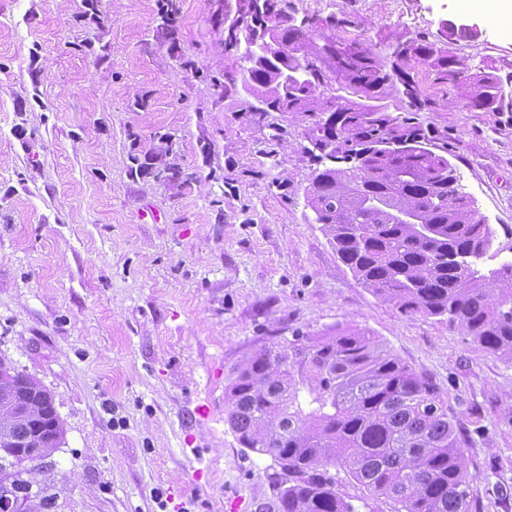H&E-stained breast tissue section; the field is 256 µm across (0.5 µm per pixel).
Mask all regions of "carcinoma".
Returning a JSON list of instances; mask_svg holds the SVG:
<instances>
[{
	"label": "carcinoma",
	"instance_id": "obj_1",
	"mask_svg": "<svg viewBox=\"0 0 512 512\" xmlns=\"http://www.w3.org/2000/svg\"><path fill=\"white\" fill-rule=\"evenodd\" d=\"M279 36L296 52L321 58L307 76L295 74L288 56V84L277 65L251 69L253 89L290 112H331L342 135L336 164L311 184L308 205L324 225L340 260L383 301L401 313L447 317L483 349L512 362V261L486 269L494 230L477 218L457 184L456 170L429 145L435 131L400 119L377 104L393 88L411 110L422 108L421 91L407 72L416 59L438 80L465 89L468 105L495 110L506 99L493 74L470 73L467 59L447 42L392 44L387 58L367 43L328 39L289 25ZM334 81L363 98H322ZM411 143L405 157L382 144ZM353 155L367 170L342 166ZM317 395L304 412L299 386ZM35 392L27 414L12 410L21 391ZM225 421L243 447L270 457L288 473L276 489L273 512H354L337 488L331 467H340L371 497L394 512H469L472 489L455 416L433 377L418 373L383 350L375 338L339 331L305 344L277 342L233 370L224 395ZM38 418L46 452L63 437L50 394L26 374L0 376V449L31 441ZM7 461L0 465V494L28 496L30 481Z\"/></svg>",
	"mask_w": 512,
	"mask_h": 512
}]
</instances>
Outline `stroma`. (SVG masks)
<instances>
[{
    "mask_svg": "<svg viewBox=\"0 0 512 512\" xmlns=\"http://www.w3.org/2000/svg\"><path fill=\"white\" fill-rule=\"evenodd\" d=\"M385 56L436 42L512 77V25L467 0H289ZM221 0H0V361L46 388L64 439L48 512H259L270 457L238 443L224 387L255 350L339 329L439 383L466 440L470 512H512V362L406 315L338 258L307 202L313 116L224 94ZM408 70L460 185L512 257V103L471 108Z\"/></svg>",
    "mask_w": 512,
    "mask_h": 512,
    "instance_id": "obj_1",
    "label": "stroma"
}]
</instances>
